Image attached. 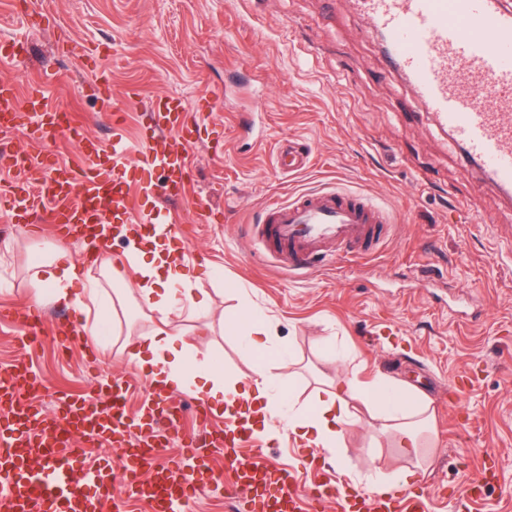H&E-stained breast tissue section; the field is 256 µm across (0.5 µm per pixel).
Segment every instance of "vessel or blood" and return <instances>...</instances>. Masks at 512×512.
<instances>
[{
    "mask_svg": "<svg viewBox=\"0 0 512 512\" xmlns=\"http://www.w3.org/2000/svg\"><path fill=\"white\" fill-rule=\"evenodd\" d=\"M388 41L392 67L404 72L439 122L452 133L481 168L488 185L512 194V10L502 0H354ZM28 50L26 39L0 38V60L15 62ZM99 114L112 124L111 140L79 141L80 160L66 163L0 149L15 172L0 187V221L40 223L48 219L55 238L82 240L99 224H134L150 233L155 219L141 204L151 192L186 199L193 181L189 158L188 113L207 111L201 98L188 104L183 96L153 98L142 130L138 165H131L122 134L125 98L112 93L109 72L95 63ZM486 96L478 104L476 92ZM28 116L30 132L43 146L70 129L64 109L47 99L42 83L19 96L15 81L0 79V131H10ZM308 155L288 144L276 163L290 173L305 166ZM383 212L364 197L317 191L291 201L266 205V221L254 225L260 241L280 268L308 276L316 264L369 253L385 233ZM45 389L24 363L0 369V512H127L126 500L146 501L151 512H187L198 487L214 483L209 460L190 441L187 458L159 464L155 426L165 422L175 432L182 401L150 394L139 423L143 436L130 440V424L121 385L99 387L94 394H55V412L36 402ZM250 430L236 424L209 433L206 444L222 449L236 477L227 497L245 495L249 512H301L308 500L314 512L333 502L337 512H427L421 495H343L338 486L312 484L300 491L291 472L279 468L266 450L248 447ZM109 448L110 459L85 467L86 444ZM123 477L125 492L113 484Z\"/></svg>",
    "mask_w": 512,
    "mask_h": 512,
    "instance_id": "obj_1",
    "label": "vessel or blood"
}]
</instances>
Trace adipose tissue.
Returning <instances> with one entry per match:
<instances>
[{
  "mask_svg": "<svg viewBox=\"0 0 512 512\" xmlns=\"http://www.w3.org/2000/svg\"><path fill=\"white\" fill-rule=\"evenodd\" d=\"M127 242L129 265L139 279L138 297L154 316L155 323L131 355L137 371L150 386L176 389L195 395L209 404L214 413L225 407L244 408L248 427L264 438L274 439L288 429L297 441L320 449L325 461L341 465L344 428L356 417L353 402L372 408L393 433L400 447L418 449L424 444L423 431L429 417L426 406L401 393L389 379L377 377L367 382L340 381L317 389L314 402L300 406L285 402L280 382L269 371L265 358L273 350L272 329L259 313L233 322L242 333V342L253 360V375L241 380L227 375L211 358H197L179 331L171 329L170 312L178 307L197 310L208 307L205 293L192 286V276L171 235L139 233L126 225L118 238ZM33 282L32 302H47L72 308L78 317V332L96 342L112 315V305L100 295L96 284L76 289L80 271L68 249L57 246L29 266Z\"/></svg>",
  "mask_w": 512,
  "mask_h": 512,
  "instance_id": "1",
  "label": "adipose tissue"
}]
</instances>
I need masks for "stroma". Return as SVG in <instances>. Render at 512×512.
Listing matches in <instances>:
<instances>
[{"label": "stroma", "instance_id": "35a3bbf8", "mask_svg": "<svg viewBox=\"0 0 512 512\" xmlns=\"http://www.w3.org/2000/svg\"><path fill=\"white\" fill-rule=\"evenodd\" d=\"M0 35L31 46L22 65H0V74L23 89L54 76L49 101L108 139L81 58L103 49L113 91L140 93L125 115L133 150L150 99L208 95L190 149V193L209 195L217 219L191 225L187 260L210 306L170 315L197 357L250 377L252 361L226 323L259 312L274 331L271 370L295 401H310L321 381L385 376L428 406L431 432L416 455L397 448L373 410L356 406L342 436L346 464L326 470L346 494L408 468L430 512H512V201L463 165L411 84L387 71L379 32L352 0H0ZM290 140L310 154L292 175L274 162ZM333 189L390 213L388 238L368 255L288 277L246 226L272 199ZM49 239L21 224L0 231V309L27 304L29 255ZM91 274L116 303L109 335L93 348L52 334L35 346L6 322L0 368L26 362L49 391L72 395L120 383L136 417L147 383L127 353L151 328L150 312L136 300L134 272L122 285L100 269ZM207 324L211 332L199 335ZM252 443L299 486L311 481L307 450L291 436ZM466 479L484 485L461 503Z\"/></svg>", "mask_w": 512, "mask_h": 512}]
</instances>
